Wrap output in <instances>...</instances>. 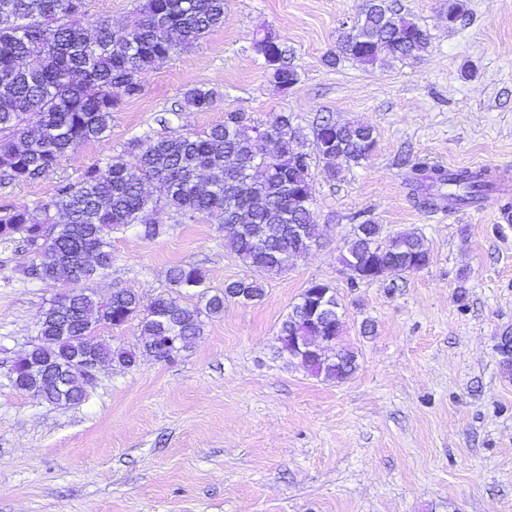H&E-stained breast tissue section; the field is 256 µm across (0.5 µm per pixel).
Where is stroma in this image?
Here are the masks:
<instances>
[{
  "label": "stroma",
  "instance_id": "stroma-1",
  "mask_svg": "<svg viewBox=\"0 0 512 512\" xmlns=\"http://www.w3.org/2000/svg\"><path fill=\"white\" fill-rule=\"evenodd\" d=\"M362 0H224V23L151 69L123 99L108 135L28 184L0 183V208L36 207L133 139L200 133L240 112L262 123L293 113L305 131L324 116L373 126L376 152L330 181L311 163L318 245L287 271L244 265L216 220L157 212L166 234L112 235V266L91 282L169 293L168 271L191 264L208 293L261 280L260 302L226 303L174 360L103 367L80 405L19 392L12 360L37 334L41 309L66 283L28 278L20 237L0 239V512H512V367L496 347L512 332V0H400L427 29L416 59L331 66L343 22ZM272 31L299 82L281 91L254 49ZM216 99L186 109L187 90ZM487 169L496 203L428 209L408 161ZM385 231L423 233L429 264L393 283L351 287L340 262L356 216ZM314 281L342 304L341 344L357 369L336 382L310 376L280 351L282 320ZM372 334H363V323ZM216 93L214 90L205 86L194 87L189 89L184 96V103L187 109L195 111H205L214 103Z\"/></svg>",
  "mask_w": 512,
  "mask_h": 512
}]
</instances>
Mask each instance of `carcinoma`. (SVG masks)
Masks as SVG:
<instances>
[{
  "mask_svg": "<svg viewBox=\"0 0 512 512\" xmlns=\"http://www.w3.org/2000/svg\"><path fill=\"white\" fill-rule=\"evenodd\" d=\"M85 0H0V181L30 183L91 141L105 137L113 112L124 98L139 96L154 66L196 43L224 21V0H144L133 19L115 27L107 18L90 26L81 22ZM430 35L408 18L398 0H365L355 27L343 31L331 65L350 59L374 65L380 59L414 58L427 52ZM262 57L278 64L267 67L278 87L299 81L288 61V47L279 40L269 46L255 42ZM216 93L194 87L185 107L205 111ZM308 139L288 112H275L259 127L240 112L201 134L173 132L156 139H133L137 172L122 156L105 167L92 165L81 181L60 186L35 208L0 209V238L16 234L32 255L26 274L32 279L75 276L79 287L65 303L39 313L40 328L30 348L13 367L26 379L25 392L59 405H78L86 398L88 379L76 364L93 358L124 368L139 358L173 360L168 341L185 349L203 333L204 316H216L230 300L228 291L199 294L200 303H182L181 292L203 285L202 271L176 265L168 277L171 294L144 304L142 297L115 289L98 299L83 285L112 264L111 234L131 226L153 240L165 233L144 210L163 208L184 218H212L233 225L230 249L247 266L271 275L288 270L319 242L312 209L310 163L317 155L324 174L334 180L360 165L378 147L375 129L360 121L320 118ZM412 182L448 185V205L480 204L493 186L486 170L444 171L425 162H411ZM212 171L202 179V168ZM430 259L421 233L384 234L382 225L365 219L345 239L341 263L351 266L352 285L375 265L385 274L403 273ZM254 303L264 297L256 280L229 284ZM323 312L314 313L318 302ZM333 289L311 283L280 326L281 340H297L300 365L310 375L345 380L356 370L355 353L340 349L316 354L320 343H336L344 322ZM140 317L141 346L127 349L96 335L102 325L121 326Z\"/></svg>",
  "mask_w": 512,
  "mask_h": 512,
  "instance_id": "carcinoma-1",
  "label": "carcinoma"
}]
</instances>
